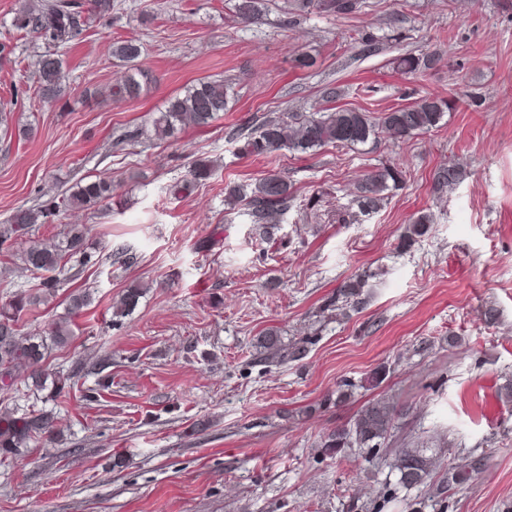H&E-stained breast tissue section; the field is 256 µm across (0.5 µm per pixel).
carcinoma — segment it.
Returning a JSON list of instances; mask_svg holds the SVG:
<instances>
[{"label": "carcinoma", "instance_id": "carcinoma-1", "mask_svg": "<svg viewBox=\"0 0 512 512\" xmlns=\"http://www.w3.org/2000/svg\"><path fill=\"white\" fill-rule=\"evenodd\" d=\"M362 0H301V10L310 8L319 13L345 15L360 8ZM112 0H25L16 12L12 26L31 35L43 44L35 64L37 96L42 101L58 102L66 95L65 51L78 40L93 21L112 19ZM235 9L245 21L259 19L265 10L264 0H236ZM142 46L136 40L112 43V57L125 63L121 80L108 90V96L134 99L140 96L146 76L140 64ZM437 58L403 54L393 59V69L403 75L431 68ZM232 95L222 79L201 80L172 97L164 111L152 115L139 128L136 136L149 135L157 140L177 137L188 128H205L229 110ZM453 101L437 96H425L405 106L392 107L378 116L353 109L328 108L285 117L264 120L256 129L240 134L241 151L249 156H267L281 150L306 153L327 145L355 147L388 132L405 140L415 134L439 126ZM214 172L208 160H198L186 177L173 185L177 195L190 192ZM405 174L399 166L389 164L366 174L356 187L358 213L369 215L380 211L387 203L389 192L400 186ZM463 179L456 164L439 169L434 174V186L439 192L452 191ZM116 197V186L108 177L83 178L70 193L55 197L37 208L17 210L5 224H0V246L4 257L15 259L26 271L38 275V283L19 288L0 304V456H16L22 449L45 446L57 439L56 413L49 409H24L19 401L44 394V399L56 401L68 398L74 387V375L50 367L55 350L69 348L75 341L71 316L84 313L93 302L87 288H73L64 297L67 313L58 316L37 331L25 330L22 314L39 306L54 304L59 295L69 263L80 266L96 263L97 250L89 238L85 224H65L51 236L39 234L50 217L71 209L91 210L108 205ZM294 201L292 185L282 172H269L254 183L229 188L224 202L228 209L246 207L250 223L258 236L269 239L285 219ZM431 217L422 213L405 227L400 236L401 246L409 248L427 232ZM368 276L357 275L336 291L329 306L342 312L357 310L365 304L364 288ZM149 285L132 284L112 302V315L124 317L138 307ZM261 352L269 359H298L304 346L285 347L280 332L267 330L258 338ZM401 410L387 398L365 402L346 425L324 434L319 447L341 451L360 448L382 451L390 457L389 473L396 478L395 486L406 491L423 485L440 467L441 455L433 448L420 444L392 449L387 440L397 427ZM481 465V458L468 454L460 457L456 466L448 469L443 492L455 490L468 482Z\"/></svg>", "mask_w": 512, "mask_h": 512}]
</instances>
